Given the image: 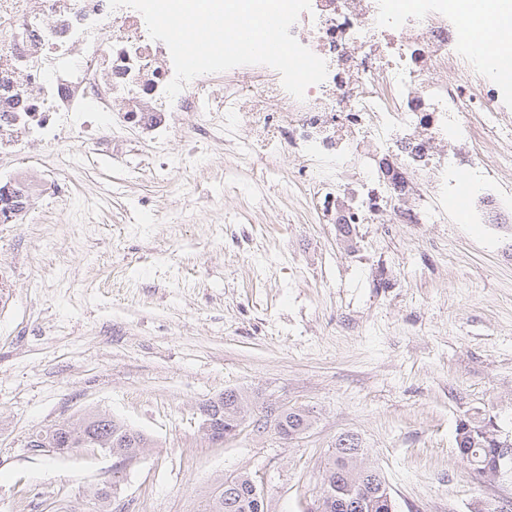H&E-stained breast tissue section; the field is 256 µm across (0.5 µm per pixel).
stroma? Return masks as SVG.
<instances>
[{"mask_svg": "<svg viewBox=\"0 0 512 512\" xmlns=\"http://www.w3.org/2000/svg\"><path fill=\"white\" fill-rule=\"evenodd\" d=\"M127 139L137 177L67 144L78 159L47 183L52 210L0 224V512H86L114 458L27 443L91 410L152 442L112 512H204L237 472L265 512H311L347 432L395 512L512 499L455 441L469 416L512 434V173L488 205H449L436 224L388 212L345 237L293 148L270 175L194 125L162 151ZM192 148L198 164L171 167ZM228 389L250 394V419L270 403L313 423L211 443L199 408Z\"/></svg>", "mask_w": 512, "mask_h": 512, "instance_id": "35a3bbf8", "label": "stroma"}]
</instances>
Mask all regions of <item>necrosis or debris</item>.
Segmentation results:
<instances>
[{
  "instance_id": "necrosis-or-debris-1",
  "label": "necrosis or debris",
  "mask_w": 512,
  "mask_h": 512,
  "mask_svg": "<svg viewBox=\"0 0 512 512\" xmlns=\"http://www.w3.org/2000/svg\"><path fill=\"white\" fill-rule=\"evenodd\" d=\"M110 38H103V29ZM328 65L324 82L297 99L281 82L242 91L207 82L167 99L174 76L166 44L152 40L142 15L109 0H0V223L33 213L42 182L54 166L11 165L22 153H58L73 140L96 154L121 159L124 128L165 146L187 120L220 113L224 132L240 154L276 160L284 146L299 148L304 168L326 210L341 199L356 223H377L393 210L403 224H430L436 208L406 207L409 177L427 170L440 185L456 184L447 161L435 157L438 141L495 140L477 155L487 176L512 167V125L480 101L467 79L435 83L431 68L460 72L468 32L458 18L397 10L385 14L371 0H314L290 29ZM480 115L470 125L464 112ZM111 127L101 139L99 129ZM392 154L397 171L375 174L362 162L367 145Z\"/></svg>"
}]
</instances>
